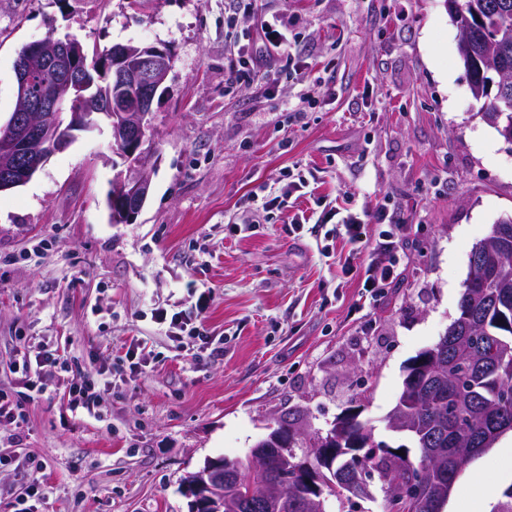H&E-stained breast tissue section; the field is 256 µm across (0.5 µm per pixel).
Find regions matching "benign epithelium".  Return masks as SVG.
<instances>
[{
	"instance_id": "7a95c632",
	"label": "benign epithelium",
	"mask_w": 512,
	"mask_h": 512,
	"mask_svg": "<svg viewBox=\"0 0 512 512\" xmlns=\"http://www.w3.org/2000/svg\"><path fill=\"white\" fill-rule=\"evenodd\" d=\"M173 54L166 48L147 46L126 50L99 61L103 72H112L116 91L107 98L81 94L84 84V52L74 37L54 35L27 45L25 55L15 63L17 108L11 124L0 123V192L29 182L54 154L64 150L73 139V131L92 130L105 118L112 127L113 142L124 148L129 161L126 171L117 175L111 210L112 222L134 221L149 194L154 172L151 156L142 150L148 137V117L153 100L174 68ZM51 85L40 96L32 93L35 83ZM316 437L320 466L332 469L336 464V430L313 433L290 429L289 433L267 436L251 449V476L243 477L220 459H209L184 482L183 494L192 512H224L226 507H246L252 512H288L296 508L293 485L315 484L318 469L307 453H297L310 437ZM283 457L300 458L298 465L285 468L268 481L266 462L271 452ZM420 485L403 498L385 489V498L393 512H407L410 504L427 506L431 512H443L455 479L442 480L436 492L424 497L426 472H419Z\"/></svg>"
}]
</instances>
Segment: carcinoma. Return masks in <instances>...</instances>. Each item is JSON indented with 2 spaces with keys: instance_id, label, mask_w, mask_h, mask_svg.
<instances>
[{
  "instance_id": "cac0c4a2",
  "label": "carcinoma",
  "mask_w": 512,
  "mask_h": 512,
  "mask_svg": "<svg viewBox=\"0 0 512 512\" xmlns=\"http://www.w3.org/2000/svg\"><path fill=\"white\" fill-rule=\"evenodd\" d=\"M465 12L496 21L499 36L487 40L474 34L465 50L459 52L467 71L475 99L484 100L480 112L497 131L508 128V115L496 118L497 95L512 98V82L494 93L487 91L489 76L477 63L496 58L512 71V0H461ZM127 45L116 43L102 52L85 58L92 81L89 93L111 94L114 87L100 79L97 69L99 54L122 51ZM486 239V250H471L476 258L475 278L463 285L458 302V315L452 323L459 342L445 348L443 357L431 368L420 372L421 389L403 385L395 404L402 416L414 423L411 434L419 456L410 457V450L401 446L379 448L381 456L364 455L346 474L340 494L351 495L363 476L373 472L381 484L398 486L408 492L426 463L454 469L466 464L464 448L470 439H477L495 421L512 424V381L499 377L504 368L512 366V261H502L504 252L512 254V216L492 226ZM366 423L351 416L340 430L342 447L349 449L365 441ZM402 453H397V450Z\"/></svg>"
}]
</instances>
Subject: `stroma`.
Instances as JSON below:
<instances>
[{
  "label": "stroma",
  "instance_id": "stroma-1",
  "mask_svg": "<svg viewBox=\"0 0 512 512\" xmlns=\"http://www.w3.org/2000/svg\"><path fill=\"white\" fill-rule=\"evenodd\" d=\"M257 8L283 17L292 59L230 85L229 65L262 48L234 0H0L1 120L15 109L20 51L48 34L175 55L133 223L110 220L124 161L104 123L0 193V389L27 390L9 367L17 352L72 360L45 374L22 429L0 424V512H188L181 485L207 459L246 457L280 418L328 429L355 401L376 440L395 443L385 418L408 364L456 318L473 246L512 216V142L471 94L445 0ZM298 177L304 187L289 191ZM380 204L407 234L399 280L369 298L342 271L349 247L335 223L319 217ZM203 291L211 351L152 316L190 309ZM135 340L150 357L133 372ZM104 369L112 387L95 415L72 414L70 387ZM511 486L512 450L495 446L451 497L501 512Z\"/></svg>",
  "mask_w": 512,
  "mask_h": 512
}]
</instances>
